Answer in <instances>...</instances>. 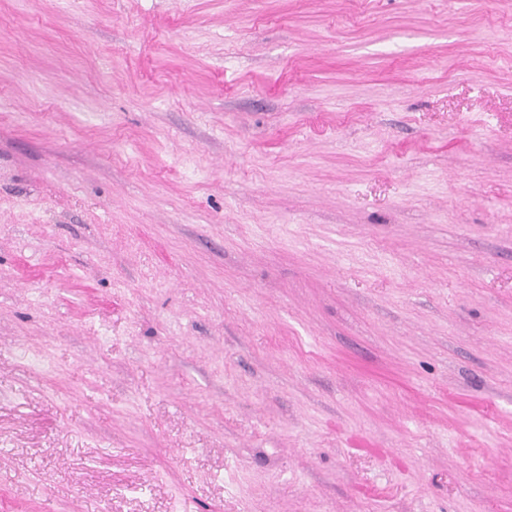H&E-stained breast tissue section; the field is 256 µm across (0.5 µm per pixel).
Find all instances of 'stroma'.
<instances>
[{
  "instance_id": "35a3bbf8",
  "label": "stroma",
  "mask_w": 512,
  "mask_h": 512,
  "mask_svg": "<svg viewBox=\"0 0 512 512\" xmlns=\"http://www.w3.org/2000/svg\"><path fill=\"white\" fill-rule=\"evenodd\" d=\"M0 512H512V0H0Z\"/></svg>"
}]
</instances>
